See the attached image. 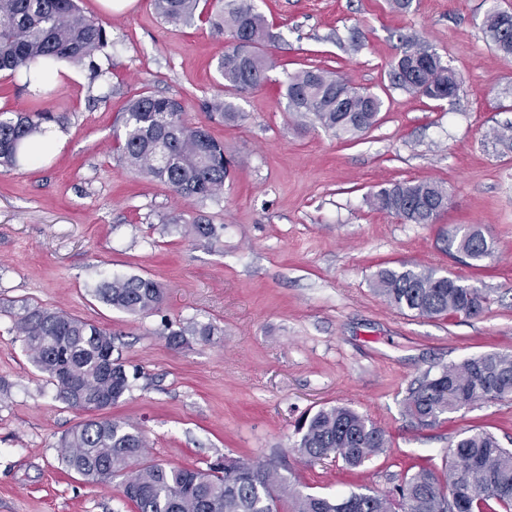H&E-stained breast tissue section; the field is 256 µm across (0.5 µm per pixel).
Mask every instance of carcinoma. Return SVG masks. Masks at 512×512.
Wrapping results in <instances>:
<instances>
[{
  "label": "carcinoma",
  "instance_id": "obj_1",
  "mask_svg": "<svg viewBox=\"0 0 512 512\" xmlns=\"http://www.w3.org/2000/svg\"><path fill=\"white\" fill-rule=\"evenodd\" d=\"M201 0H154L156 13L179 25L203 18L228 36L218 60L224 95L209 103L226 123L244 114L225 97L256 90L274 67L264 52L265 17L251 0H229L211 10ZM485 32L494 46L512 55V13L496 6L486 15ZM111 45L99 21L86 17L76 0H0V71L30 83L37 73L48 81L57 62L80 64ZM391 84L431 100L459 90L458 74L428 44L408 42L389 71ZM288 107L311 114L328 130L354 137L372 128L382 111L380 96L320 68L288 76ZM52 115L45 109L0 112V170L36 162ZM120 158L134 173L155 179L187 201L219 198L228 162L224 145L186 119L181 101L143 91L127 106ZM376 209L410 224H434L448 207V189L436 182L396 183L372 196ZM442 251L480 261L493 244L475 229L452 230ZM373 290L399 311L421 317L482 314L485 297L476 288L437 274L432 268L401 264L381 268ZM94 296L133 316L161 310L164 288L139 275H112ZM14 329L36 369L56 387V397L71 408L101 411L117 405L131 389V378L115 338L98 325L62 311L26 305L13 314ZM213 335L210 325L192 323L166 336L174 349L190 337ZM512 399V352H490L443 366L408 389L404 416L416 429L434 427L480 401ZM293 451L313 462L335 459L350 468L386 452L383 429L345 406L321 408L302 421ZM67 469L89 480L123 477V497L137 512H512V448L475 427L448 449L441 470L421 466L387 494L352 491L341 496L304 493L278 474L273 461L224 458L206 469L145 463L146 441L137 426L116 419L90 418L61 439Z\"/></svg>",
  "mask_w": 512,
  "mask_h": 512
}]
</instances>
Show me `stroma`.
Wrapping results in <instances>:
<instances>
[{
    "label": "stroma",
    "instance_id": "1",
    "mask_svg": "<svg viewBox=\"0 0 512 512\" xmlns=\"http://www.w3.org/2000/svg\"><path fill=\"white\" fill-rule=\"evenodd\" d=\"M268 24L276 65L237 99L228 124L207 104L222 91L217 61L226 36L208 23L173 25L153 0L105 10L112 45L74 78L30 92L0 74V111L47 109L56 151L0 175V512H136L120 479L69 471L59 440L86 412L67 407L34 368L12 312L39 304L109 330L137 378L107 418L141 428L148 461L205 468L223 457L279 456L280 475L303 492L384 493L412 467L440 466L474 425L512 448V400L472 406L416 430L403 416L411 384L486 352H512V143L493 132L512 123V57L484 31L491 7L512 0H254ZM427 42L463 79L433 101L393 88L387 73L403 40ZM321 67L379 95L377 124L353 138L288 110L289 73ZM180 99L190 122L224 145L229 175L219 199L187 202L120 160L124 113L137 93ZM411 180L447 187L435 224L377 210L371 195ZM213 224L220 239L190 228ZM479 228L493 254L471 266L440 249L453 228ZM461 278L487 298L475 318L401 313L377 296L374 273L400 263ZM139 275L164 290L160 313L133 317L94 297L106 274ZM210 324L209 340L174 350L168 330ZM346 406L383 428L386 454L350 469L293 452L296 425L322 407Z\"/></svg>",
    "mask_w": 512,
    "mask_h": 512
}]
</instances>
